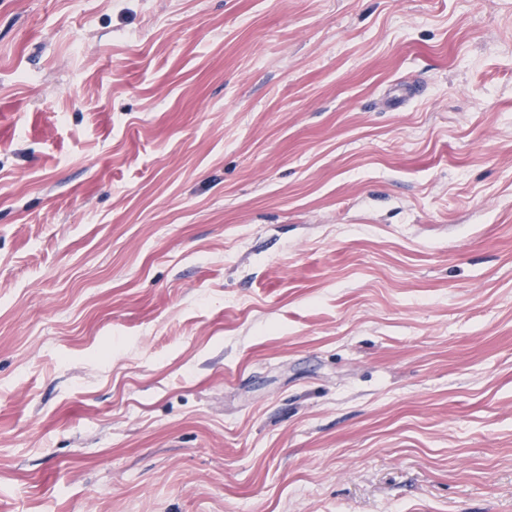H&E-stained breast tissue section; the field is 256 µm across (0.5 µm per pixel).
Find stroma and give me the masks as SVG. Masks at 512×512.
I'll use <instances>...</instances> for the list:
<instances>
[{
    "label": "stroma",
    "mask_w": 512,
    "mask_h": 512,
    "mask_svg": "<svg viewBox=\"0 0 512 512\" xmlns=\"http://www.w3.org/2000/svg\"><path fill=\"white\" fill-rule=\"evenodd\" d=\"M0 512H512V0H0Z\"/></svg>",
    "instance_id": "obj_1"
}]
</instances>
